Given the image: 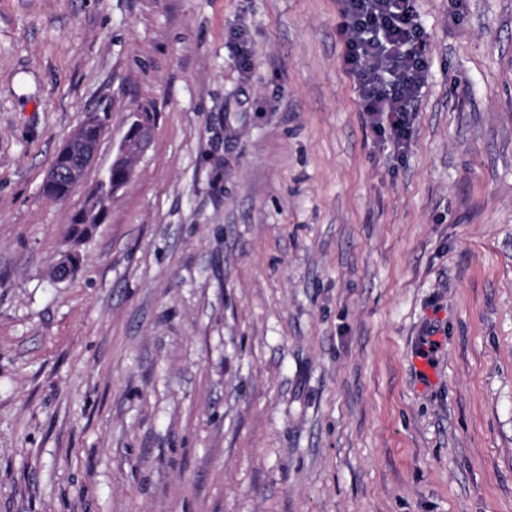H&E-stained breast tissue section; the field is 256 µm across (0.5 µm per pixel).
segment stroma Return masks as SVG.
Returning <instances> with one entry per match:
<instances>
[{
	"label": "stroma",
	"mask_w": 512,
	"mask_h": 512,
	"mask_svg": "<svg viewBox=\"0 0 512 512\" xmlns=\"http://www.w3.org/2000/svg\"><path fill=\"white\" fill-rule=\"evenodd\" d=\"M337 9L0 0V512H512V0H418L398 161ZM77 155H78V153H75V154H64L62 152L58 153V155L56 156L55 162H54V165L56 166V168L59 171L58 178H57V174L53 170H50L48 177L46 179L45 185L49 186L55 181L56 178H57V180H56V183L51 191H47V193L44 191V193L47 196L52 197L54 199H62L64 197H66L76 186L74 184L72 177L70 176V173L72 170L75 169L74 168V159L76 158ZM131 177V167L128 171L116 170L112 173V181L101 184L98 188V194L92 201L89 200L87 208L72 219V224H97L98 218L107 206V202L112 197V182L114 179L122 181L123 187L129 182Z\"/></svg>",
	"instance_id": "stroma-1"
}]
</instances>
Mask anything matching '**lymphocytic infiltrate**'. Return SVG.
I'll return each instance as SVG.
<instances>
[{
	"label": "lymphocytic infiltrate",
	"instance_id": "obj_1",
	"mask_svg": "<svg viewBox=\"0 0 512 512\" xmlns=\"http://www.w3.org/2000/svg\"><path fill=\"white\" fill-rule=\"evenodd\" d=\"M343 68L377 140L407 151L423 88L427 40L417 0H338Z\"/></svg>",
	"mask_w": 512,
	"mask_h": 512
}]
</instances>
